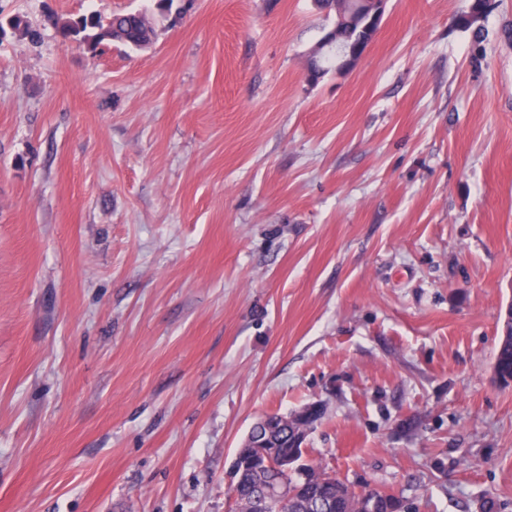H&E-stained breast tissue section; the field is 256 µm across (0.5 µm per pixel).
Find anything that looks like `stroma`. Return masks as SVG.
<instances>
[{
	"instance_id": "35a3bbf8",
	"label": "stroma",
	"mask_w": 512,
	"mask_h": 512,
	"mask_svg": "<svg viewBox=\"0 0 512 512\" xmlns=\"http://www.w3.org/2000/svg\"><path fill=\"white\" fill-rule=\"evenodd\" d=\"M0 0V512H231L251 426L408 512H512V0ZM145 11L90 54L47 15ZM386 0H358V7L367 20L368 26L378 25L383 17ZM318 9L328 15L335 13V28L339 38L349 44L369 42L372 31L366 27V21L356 9L353 0H314ZM466 10L457 19V26L470 31L476 42L484 37V21L495 7V0H468ZM319 43L325 52L336 55L337 64L332 56L323 57L319 66L308 75L309 80H311L309 82L311 83H316L320 78H322L332 69H349L352 64L363 57L368 48H362L361 46L346 47L339 43L336 38L328 34L323 35L319 40ZM494 374L500 376L510 386L508 379H512V335L500 336L495 361L493 365Z\"/></svg>"
}]
</instances>
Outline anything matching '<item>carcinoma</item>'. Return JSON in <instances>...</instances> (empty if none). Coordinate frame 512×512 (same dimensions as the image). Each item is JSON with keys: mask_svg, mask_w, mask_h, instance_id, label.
I'll use <instances>...</instances> for the list:
<instances>
[{"mask_svg": "<svg viewBox=\"0 0 512 512\" xmlns=\"http://www.w3.org/2000/svg\"><path fill=\"white\" fill-rule=\"evenodd\" d=\"M318 9L336 15L333 28L339 38L349 44L368 42L372 31L356 9L353 0H314ZM495 7V0H468L466 10L457 19V26L471 32L477 42L484 37V21ZM46 22L62 37L73 38L95 50L105 42H117L124 46L142 49L152 44L156 29L150 18L141 12L114 14L104 21L96 14L89 13L77 18L49 16ZM20 33L36 43L41 37L39 28L30 25L20 17L0 23V34L6 30ZM494 374L503 380L512 379V335L500 336L495 361ZM321 419L316 414L308 423H296L291 415H279V428L269 437L271 447L278 454L300 452L296 443V432H306ZM283 478V474L274 475ZM268 473L245 474L237 479V500L234 512H399L401 497L381 492L377 488L365 486L358 491L351 489L340 477L323 468L306 467L307 480H288V495L276 497L259 507L255 502L256 486L272 477Z\"/></svg>", "mask_w": 512, "mask_h": 512, "instance_id": "1", "label": "carcinoma"}]
</instances>
